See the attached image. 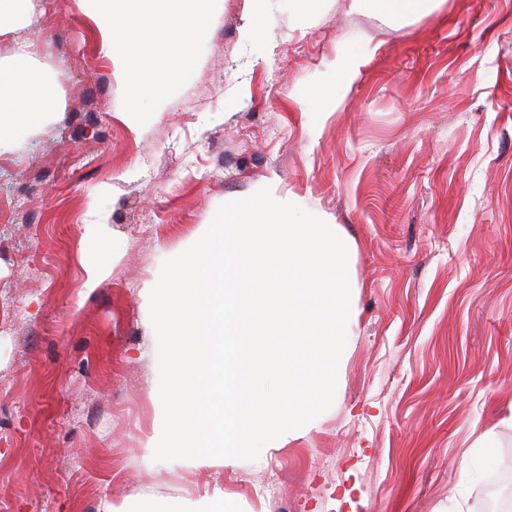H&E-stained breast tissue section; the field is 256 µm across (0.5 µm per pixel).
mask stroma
<instances>
[{"instance_id":"stroma-1","label":"stroma","mask_w":512,"mask_h":512,"mask_svg":"<svg viewBox=\"0 0 512 512\" xmlns=\"http://www.w3.org/2000/svg\"><path fill=\"white\" fill-rule=\"evenodd\" d=\"M433 6L265 0L245 43L249 0H215L193 67L137 103L90 0H30L20 37L60 39L26 64L62 101L0 146V512L206 505L208 472L148 443L163 423L149 295L220 205L264 187L354 241L359 316L332 406L305 438L226 461L227 500L487 512L500 474L512 498V0ZM102 239L114 259L89 289ZM255 3L251 12L245 14L240 26L241 36L244 41H253L261 36L266 28V18L263 6L264 0H253ZM358 10H382L394 17H403L426 11L432 0H353Z\"/></svg>"}]
</instances>
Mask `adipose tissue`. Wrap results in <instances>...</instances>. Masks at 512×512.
<instances>
[{
  "instance_id": "1",
  "label": "adipose tissue",
  "mask_w": 512,
  "mask_h": 512,
  "mask_svg": "<svg viewBox=\"0 0 512 512\" xmlns=\"http://www.w3.org/2000/svg\"><path fill=\"white\" fill-rule=\"evenodd\" d=\"M105 31L103 49L121 61L134 100L158 97L174 71L194 63L193 43L208 27L211 0H93ZM29 46L17 41L0 57V144L21 126L60 108L51 83L23 67Z\"/></svg>"
}]
</instances>
